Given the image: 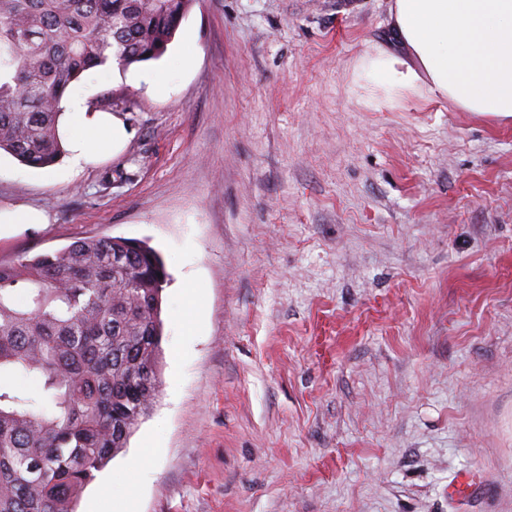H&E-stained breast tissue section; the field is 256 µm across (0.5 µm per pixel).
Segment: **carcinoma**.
Wrapping results in <instances>:
<instances>
[{
    "label": "carcinoma",
    "mask_w": 512,
    "mask_h": 512,
    "mask_svg": "<svg viewBox=\"0 0 512 512\" xmlns=\"http://www.w3.org/2000/svg\"><path fill=\"white\" fill-rule=\"evenodd\" d=\"M191 2L0 0V150L55 165L66 93L91 70L160 58ZM167 281L154 249L120 237L0 264V512H76L126 447L160 393Z\"/></svg>",
    "instance_id": "obj_1"
}]
</instances>
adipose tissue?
Returning a JSON list of instances; mask_svg holds the SVG:
<instances>
[{
    "label": "adipose tissue",
    "mask_w": 512,
    "mask_h": 512,
    "mask_svg": "<svg viewBox=\"0 0 512 512\" xmlns=\"http://www.w3.org/2000/svg\"><path fill=\"white\" fill-rule=\"evenodd\" d=\"M394 44L359 58L355 82L373 110L410 101L448 102L464 112L512 118V0H391ZM60 135L72 171L116 152L128 137L120 119L66 97Z\"/></svg>",
    "instance_id": "obj_1"
}]
</instances>
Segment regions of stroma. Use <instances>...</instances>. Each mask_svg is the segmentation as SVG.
Here are the masks:
<instances>
[{
	"label": "stroma",
	"instance_id": "35a3bbf8",
	"mask_svg": "<svg viewBox=\"0 0 512 512\" xmlns=\"http://www.w3.org/2000/svg\"><path fill=\"white\" fill-rule=\"evenodd\" d=\"M388 8L193 0L160 59L75 85L119 153L0 152V209L48 216L1 263L108 236L169 274L159 398L78 512H512V119L366 108Z\"/></svg>",
	"mask_w": 512,
	"mask_h": 512
}]
</instances>
